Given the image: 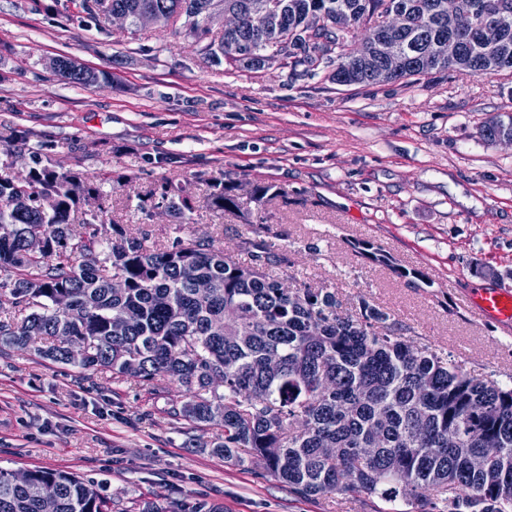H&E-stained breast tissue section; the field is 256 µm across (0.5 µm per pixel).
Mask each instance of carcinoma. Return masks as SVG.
<instances>
[{"label":"carcinoma","instance_id":"1","mask_svg":"<svg viewBox=\"0 0 512 512\" xmlns=\"http://www.w3.org/2000/svg\"><path fill=\"white\" fill-rule=\"evenodd\" d=\"M54 10L98 23L108 11L130 19L145 10L157 24L184 20L186 35L203 43L205 59L259 70L264 56L283 52L291 67L329 70L328 79L370 85L374 79L349 63L347 40L336 33V10L348 11L363 39H382L403 57L393 80L412 82L448 65L427 67L426 55L448 33L445 0H54ZM262 3L277 6L278 31L261 28ZM218 4L241 25L210 37L204 18ZM408 11L401 32L387 29L388 5ZM503 53L494 72H512V12L469 53ZM67 81L90 88L104 70L58 69ZM508 122L492 119L479 130L492 141ZM27 181L0 177V270L13 272L12 309L0 317V348H37L46 359L105 370L114 381L156 386L171 378L189 398L170 415L194 428H215L209 452L235 466L255 458L266 473L302 498L336 494L378 495L380 512H512V385L478 378L431 346L414 345L394 332L390 315L366 301L360 316L338 314L336 292L324 287L286 290L268 268L288 264L263 240L246 238L251 259L240 264L203 237L178 239L169 248L146 244L115 226L105 206L84 213L99 228L72 238L79 207L72 195L75 171L59 172L41 147L29 148ZM210 206L238 208L234 186L211 183ZM281 190L254 187L262 206ZM144 197L175 215L194 210L179 182L168 180ZM41 232L47 250L33 255L27 238ZM125 287L114 288L112 281ZM210 284L200 296L195 285ZM127 328L113 333L112 322ZM84 345L71 353L70 342ZM275 356L279 368L267 360ZM485 448L498 449L482 468L471 465ZM433 491V498L419 494ZM112 512V499L93 483L65 471L34 469L24 482L0 470V512Z\"/></svg>","mask_w":512,"mask_h":512}]
</instances>
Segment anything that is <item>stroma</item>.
I'll use <instances>...</instances> for the list:
<instances>
[{
  "mask_svg": "<svg viewBox=\"0 0 512 512\" xmlns=\"http://www.w3.org/2000/svg\"><path fill=\"white\" fill-rule=\"evenodd\" d=\"M53 0H0V133L24 145L0 152V175L25 174L30 146L63 170L99 182L109 216L149 245L205 237L246 264V238L287 251L272 275L291 288L335 289L343 313L366 299L414 341L464 361L481 377H512V335L467 305L481 288H512V143L477 130L512 115V74L432 73L414 83L339 86L272 61L258 71L206 61L173 28L96 25ZM65 55L110 73L84 89L54 73ZM129 176V185L115 183ZM237 185L239 213L208 205L213 179ZM180 182L188 222L137 191ZM282 197L257 207L249 191ZM395 261L367 259L364 243ZM417 269L424 281L402 277ZM188 395L175 380L152 390L20 349L0 351V469L63 470L98 483L118 512L157 499L170 512H381L292 495L262 463H224L210 432L173 419Z\"/></svg>",
  "mask_w": 512,
  "mask_h": 512,
  "instance_id": "stroma-1",
  "label": "stroma"
}]
</instances>
